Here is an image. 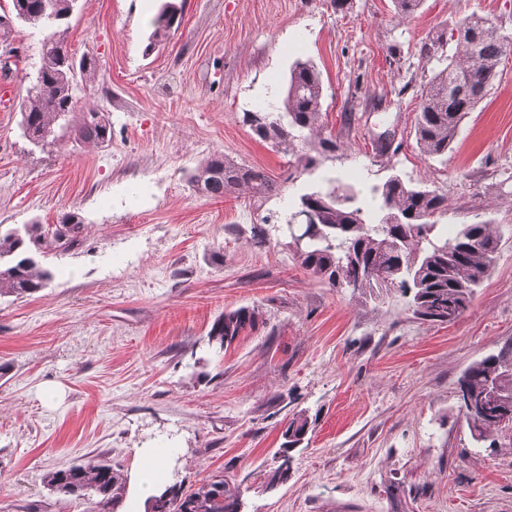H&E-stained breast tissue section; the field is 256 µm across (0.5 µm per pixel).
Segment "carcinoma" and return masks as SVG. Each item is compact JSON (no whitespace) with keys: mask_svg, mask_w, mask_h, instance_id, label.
I'll use <instances>...</instances> for the list:
<instances>
[{"mask_svg":"<svg viewBox=\"0 0 512 512\" xmlns=\"http://www.w3.org/2000/svg\"><path fill=\"white\" fill-rule=\"evenodd\" d=\"M74 0H12V10L0 14V43L12 36L14 22L28 23L45 31L36 82L20 102L23 135L36 147L59 148L70 137L81 143L109 140V122L97 111L83 113L70 123L76 107L77 74L97 70L92 57L76 62L64 44V34ZM182 11L162 9L152 20L150 44L164 41L180 28ZM455 49L448 52L447 34L437 31L419 47V55L439 64L421 88L414 136L427 158L448 155L467 115L500 79L501 67L512 55V29L488 16L472 14L457 26ZM323 91L318 68L297 59L289 70L281 112H246L243 122L262 141L292 153L301 149L298 176H311L342 146L339 137L325 134ZM201 194L221 198L232 189L248 187L259 194L276 191V183L264 169L239 165L222 152L211 154L188 178ZM313 202L309 224L295 226L308 233L296 247L301 266L333 288H366L369 296L399 283L412 292L413 316L444 322L438 310L465 312L477 288L495 265L500 235L490 224H460L447 235L436 232V218L448 210V199L435 189L413 186L397 174L382 184L360 190L334 178L324 179L300 195L297 210ZM85 224L79 214L66 212L52 230L34 222L0 232V297H30L46 288L53 273L47 256L71 250L84 241ZM256 324L253 311L240 308L216 319L208 333V345L216 354ZM512 400V349L472 363L459 379L460 399L472 404L464 417L474 438L484 441L500 431H512V418L503 422L486 403L489 388ZM308 417L295 414L282 437L293 445L308 434ZM48 489L65 504H83L84 512H115L123 501V475L96 455L64 469L48 472ZM171 491L166 512H240V493L214 475L195 487L167 480L159 492Z\"/></svg>","mask_w":512,"mask_h":512,"instance_id":"cac0c4a2","label":"carcinoma"}]
</instances>
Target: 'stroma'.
<instances>
[{
  "mask_svg": "<svg viewBox=\"0 0 512 512\" xmlns=\"http://www.w3.org/2000/svg\"><path fill=\"white\" fill-rule=\"evenodd\" d=\"M166 0H75L66 34L78 79L72 121L95 109L100 145L42 150L24 137L19 102L37 76L42 33L15 26L0 67V227L78 213L81 247L51 255V284L0 298V512L61 508L48 472L89 455L132 477L142 448H171L170 479L223 474L241 512H512V435L475 440L457 381L512 347V58L471 112L452 151L424 158L414 139L420 58L431 33L471 14L512 27V0H175L183 22L148 49ZM298 59L321 73L325 122L343 146L319 169L361 187L391 173L438 190V224H494L490 278L454 323L415 319L408 293L365 298L301 268L281 232L312 183L288 181L292 154L242 121L279 112ZM393 151L380 153V136ZM263 168L278 192L195 193L191 171L213 152ZM265 227V247L253 246ZM247 308L258 322L223 355L208 332ZM310 430L276 489L264 473L292 414Z\"/></svg>",
  "mask_w": 512,
  "mask_h": 512,
  "instance_id": "obj_1",
  "label": "stroma"
}]
</instances>
